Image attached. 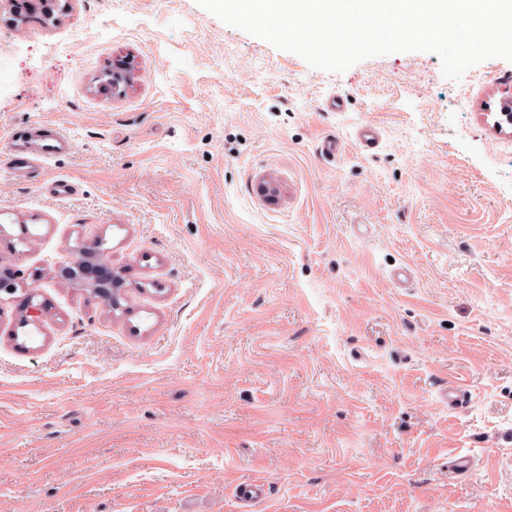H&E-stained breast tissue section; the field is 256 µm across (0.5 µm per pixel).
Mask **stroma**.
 Returning a JSON list of instances; mask_svg holds the SVG:
<instances>
[{"mask_svg":"<svg viewBox=\"0 0 512 512\" xmlns=\"http://www.w3.org/2000/svg\"><path fill=\"white\" fill-rule=\"evenodd\" d=\"M502 72H327L196 0H0V152L56 124L76 188L0 171V267L42 309L0 302V512H238L248 480L256 512H512V141L473 102ZM98 239L117 310L55 275ZM266 496L265 485L260 481H247L238 485V503L242 506L240 512H250L249 508L262 501Z\"/></svg>","mask_w":512,"mask_h":512,"instance_id":"obj_1","label":"stroma"}]
</instances>
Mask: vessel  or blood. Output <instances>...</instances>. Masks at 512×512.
Wrapping results in <instances>:
<instances>
[{
    "instance_id": "1",
    "label": "vessel or blood",
    "mask_w": 512,
    "mask_h": 512,
    "mask_svg": "<svg viewBox=\"0 0 512 512\" xmlns=\"http://www.w3.org/2000/svg\"><path fill=\"white\" fill-rule=\"evenodd\" d=\"M11 145L0 153V170L14 180L39 186L45 180L48 163L70 147L65 132L51 123L40 122L10 134ZM266 496L263 483L253 480L237 487L240 512H249L254 504Z\"/></svg>"
}]
</instances>
